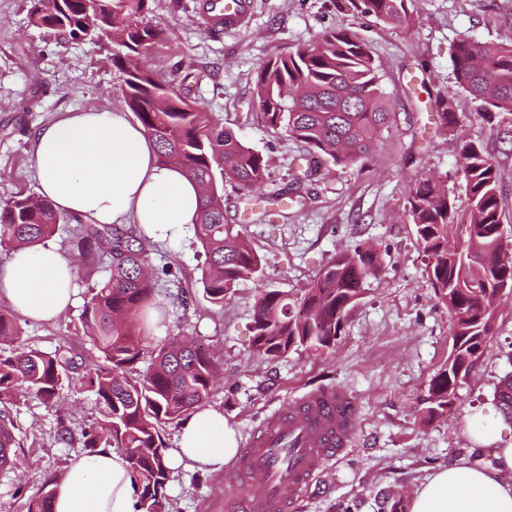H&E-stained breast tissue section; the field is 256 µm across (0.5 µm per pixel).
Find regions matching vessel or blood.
<instances>
[{
    "mask_svg": "<svg viewBox=\"0 0 512 512\" xmlns=\"http://www.w3.org/2000/svg\"><path fill=\"white\" fill-rule=\"evenodd\" d=\"M252 0H204L207 29L248 25ZM358 408L339 387H319L271 412L226 471V512H296V493L325 462L340 455L355 433Z\"/></svg>",
    "mask_w": 512,
    "mask_h": 512,
    "instance_id": "vessel-or-blood-1",
    "label": "vessel or blood"
}]
</instances>
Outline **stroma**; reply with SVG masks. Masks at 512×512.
Listing matches in <instances>:
<instances>
[{
    "mask_svg": "<svg viewBox=\"0 0 512 512\" xmlns=\"http://www.w3.org/2000/svg\"><path fill=\"white\" fill-rule=\"evenodd\" d=\"M200 0H148L143 22L163 29L145 66L162 82L181 86L211 119L268 160L264 199L224 186V216L239 225L262 264V277L241 280L224 306L202 295L203 251L193 226L174 244L151 243L149 263L172 276L155 285L166 317L143 334L145 355L174 338L203 345L217 364L207 400L248 441L273 410L305 391L338 386L359 404V423L344 452L299 493L298 512H391L433 470L469 454V427L494 417V390L512 375V296L496 309L493 333L481 358L459 383L447 411L423 419L421 400L431 376L446 363L451 317L427 278L415 227L406 217L415 182L440 177L454 194L457 216L468 210L460 174V141L480 143L500 172L502 232L512 244V116L487 112L458 90L452 57L457 43H512V0H411L414 22L395 29L337 0H254L248 27L219 34L200 24ZM30 0H0V202L37 195L32 156L35 130L81 109L123 108L121 71L106 45L58 38L35 27ZM348 32L365 42L378 66L392 120L368 160L336 166L305 155L301 143L263 122L254 96L259 67L296 51L325 31ZM451 98L456 128H437L434 103ZM298 183L282 201V217L267 223L268 196ZM83 224L60 219L51 242L71 263L77 301L39 322L20 319L29 346L72 358L73 380L58 400L28 395L13 406L21 447L15 469L0 474V512H26L47 475L62 473L82 452L80 430L100 419L81 378L100 361L86 337L81 313L89 290L109 275L106 253L81 258L71 242ZM369 242L382 269L366 280L347 313L332 351L289 352L279 359L252 349V315L259 288L300 294L341 250ZM168 512H224V475L188 467L171 471Z\"/></svg>",
    "mask_w": 512,
    "mask_h": 512,
    "instance_id": "stroma-1",
    "label": "stroma"
}]
</instances>
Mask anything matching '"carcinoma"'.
<instances>
[{"label": "carcinoma", "mask_w": 512, "mask_h": 512, "mask_svg": "<svg viewBox=\"0 0 512 512\" xmlns=\"http://www.w3.org/2000/svg\"><path fill=\"white\" fill-rule=\"evenodd\" d=\"M355 9L397 29L411 26L408 0H346ZM147 0H34L30 18L45 32L72 39L109 40L112 64L125 75L122 96L157 147L159 162L174 165L201 189L193 224L205 263L203 295L224 305L238 282L257 278L261 261L236 224L224 217V183L248 194L270 179L263 155L213 121L202 108L171 85L157 81L143 62L163 31L138 23ZM453 67L457 86L485 111L512 115V44L463 41ZM254 94L265 124L308 147L334 165L367 158L391 119L390 105L368 48L342 31H330L293 53L277 55L259 68ZM444 127L458 124L451 98L437 102ZM460 172L469 200V222H456L447 181L429 177L414 184L407 212L414 224L426 272L438 302L452 318V351L448 362L429 380L423 398L428 419L448 409L458 383L467 376L492 334L494 306L487 298L506 286L512 290V246L503 238L499 219L498 170L476 141L460 146ZM59 216L46 199L19 194L0 204V246L12 250L53 237ZM87 258L108 247L106 280L90 290L82 323L103 362L83 377L103 408L102 419L81 429L87 454L120 448L137 481L142 512H166L161 489L169 480L167 446L159 427L181 420L205 405L216 364L199 346L178 340L163 345L148 367L139 371L144 346L135 321L156 305L154 279L146 272L148 240L117 226L88 228L75 240ZM378 248L360 244L342 251L296 298L260 289L254 305V352L278 359L303 348L324 352L339 336L343 316L362 295L364 280L380 270ZM0 438L13 435L9 405L33 392L51 402L72 369L63 356L29 348L21 341L18 316L0 305ZM494 403L512 420V375L494 392ZM56 477L47 476L28 498L27 512H50Z\"/></svg>", "instance_id": "carcinoma-1"}]
</instances>
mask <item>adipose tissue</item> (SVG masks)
I'll return each instance as SVG.
<instances>
[{"label":"adipose tissue","mask_w":512,"mask_h":512,"mask_svg":"<svg viewBox=\"0 0 512 512\" xmlns=\"http://www.w3.org/2000/svg\"><path fill=\"white\" fill-rule=\"evenodd\" d=\"M38 192L87 224H131L150 239L176 240L194 223L199 191L160 165L152 140L119 109L68 112L32 138ZM71 264L52 244L13 251L0 268V302L29 320L73 302ZM468 459L439 468L416 487L409 512H512V442L477 417ZM239 449L222 410L204 406L181 423L169 469L223 471ZM139 491L120 451L73 456L54 485L52 512H139Z\"/></svg>","instance_id":"1"}]
</instances>
